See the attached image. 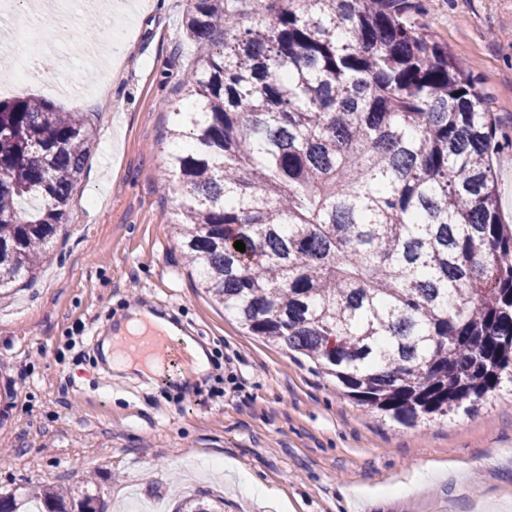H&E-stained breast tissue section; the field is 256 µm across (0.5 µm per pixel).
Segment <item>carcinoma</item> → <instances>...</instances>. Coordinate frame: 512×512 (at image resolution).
<instances>
[{
    "instance_id": "cac0c4a2",
    "label": "carcinoma",
    "mask_w": 512,
    "mask_h": 512,
    "mask_svg": "<svg viewBox=\"0 0 512 512\" xmlns=\"http://www.w3.org/2000/svg\"><path fill=\"white\" fill-rule=\"evenodd\" d=\"M236 34L194 0L166 103L163 186L201 285L250 333L347 396L412 425L512 383V228L489 162L495 121L409 0H276ZM94 113L0 101V290L32 277L69 217ZM238 240L245 251L234 248ZM41 512H103L98 485L49 486ZM176 512H219L191 498Z\"/></svg>"
}]
</instances>
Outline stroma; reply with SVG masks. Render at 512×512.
<instances>
[{
	"label": "stroma",
	"instance_id": "stroma-1",
	"mask_svg": "<svg viewBox=\"0 0 512 512\" xmlns=\"http://www.w3.org/2000/svg\"><path fill=\"white\" fill-rule=\"evenodd\" d=\"M60 36L22 97L93 112L96 135L62 233L40 272L0 298V493L96 478L106 512H173L189 495L224 512H512V389L471 412L398 424L340 393L318 366L252 336L199 286L161 176L173 147L164 107L205 50L192 0H117L74 51L91 9ZM428 34L470 70L497 126L498 205L512 219V0H414ZM187 326L210 368L144 381L102 364L99 336L139 304ZM254 479L268 494H252Z\"/></svg>",
	"mask_w": 512,
	"mask_h": 512
}]
</instances>
